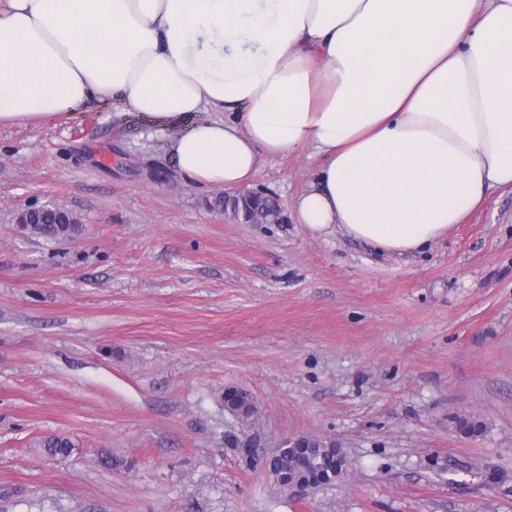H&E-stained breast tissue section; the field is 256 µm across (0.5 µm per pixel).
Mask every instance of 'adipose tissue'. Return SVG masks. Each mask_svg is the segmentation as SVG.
Here are the masks:
<instances>
[{
	"instance_id": "ef3b65f1",
	"label": "adipose tissue",
	"mask_w": 512,
	"mask_h": 512,
	"mask_svg": "<svg viewBox=\"0 0 512 512\" xmlns=\"http://www.w3.org/2000/svg\"><path fill=\"white\" fill-rule=\"evenodd\" d=\"M121 97L173 123L184 179L324 160L298 223L389 255L512 187V0H0V123Z\"/></svg>"
}]
</instances>
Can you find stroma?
<instances>
[{"label": "stroma", "mask_w": 512, "mask_h": 512, "mask_svg": "<svg viewBox=\"0 0 512 512\" xmlns=\"http://www.w3.org/2000/svg\"><path fill=\"white\" fill-rule=\"evenodd\" d=\"M174 134L117 99L0 123V512H512V189L390 256L297 224L310 149L261 157L284 220L247 224ZM47 202L75 238L16 224ZM230 434L331 438L346 469L296 499ZM42 209H52L64 215L66 213H73L72 211L68 210L66 207L58 203H51L41 206H31L18 213L16 217V222L20 224L24 229H26V227L29 224L33 225L29 228L28 231L35 236H41L45 238H72L79 231V219L74 214L70 216V223L68 217L66 223L56 224L53 222L55 219L54 217L49 218L48 216H46L43 219V223L33 224L31 220L34 215V212ZM241 399H244V403L239 405ZM224 407L242 421L249 419L255 412L252 397L246 391L234 387L225 389ZM255 416H252L247 424H252Z\"/></svg>", "instance_id": "1"}]
</instances>
